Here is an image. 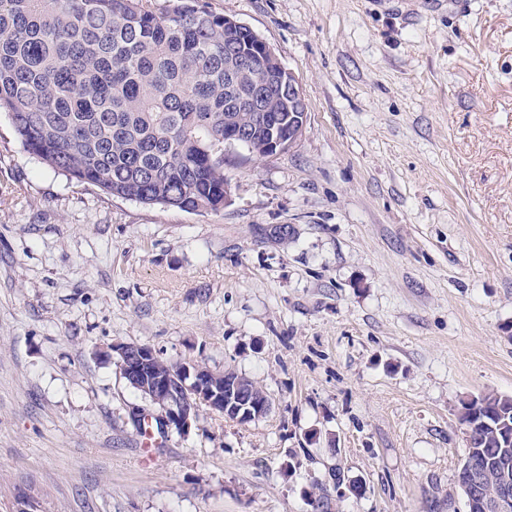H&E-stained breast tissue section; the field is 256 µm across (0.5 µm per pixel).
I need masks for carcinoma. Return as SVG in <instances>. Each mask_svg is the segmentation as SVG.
Here are the masks:
<instances>
[{"mask_svg": "<svg viewBox=\"0 0 512 512\" xmlns=\"http://www.w3.org/2000/svg\"><path fill=\"white\" fill-rule=\"evenodd\" d=\"M251 33L200 0H0V112L23 147L104 193L188 212L224 208V127L263 113L229 62ZM486 486L512 480V396L461 401Z\"/></svg>", "mask_w": 512, "mask_h": 512, "instance_id": "cac0c4a2", "label": "carcinoma"}]
</instances>
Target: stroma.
Instances as JSON below:
<instances>
[{
	"instance_id": "obj_1",
	"label": "stroma",
	"mask_w": 512,
	"mask_h": 512,
	"mask_svg": "<svg viewBox=\"0 0 512 512\" xmlns=\"http://www.w3.org/2000/svg\"><path fill=\"white\" fill-rule=\"evenodd\" d=\"M201 2L307 104L225 148L223 209L67 178L0 112V512H466L460 402L512 395V0ZM129 343L270 408L145 445Z\"/></svg>"
}]
</instances>
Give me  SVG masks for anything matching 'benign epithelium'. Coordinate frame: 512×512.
Listing matches in <instances>:
<instances>
[{
    "label": "benign epithelium",
    "mask_w": 512,
    "mask_h": 512,
    "mask_svg": "<svg viewBox=\"0 0 512 512\" xmlns=\"http://www.w3.org/2000/svg\"><path fill=\"white\" fill-rule=\"evenodd\" d=\"M252 42L255 56L245 55L243 59H255L259 64L253 96H259L263 87L274 86L280 90V111H290L295 102L304 101L294 73L283 65L259 34H253ZM305 125L303 116L288 133H279L272 124L253 129L252 136L262 138L266 152L275 155L290 149L302 135ZM113 350L118 354L120 370L127 383L150 401L154 417L168 429L188 432L203 408L237 424L249 423L257 412L269 409L267 398L257 399L253 391L245 389L228 373H217L195 363H180L175 372L159 375L153 369L159 357L151 347L120 344ZM459 485L470 500L478 502L483 512H512V487L505 483L494 492L488 491L478 470L466 457L459 469Z\"/></svg>",
    "instance_id": "7a95c632"
}]
</instances>
